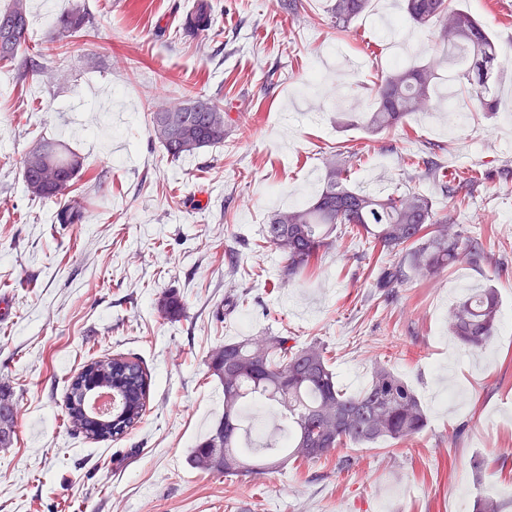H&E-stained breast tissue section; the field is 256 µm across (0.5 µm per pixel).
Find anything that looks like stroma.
<instances>
[{
  "mask_svg": "<svg viewBox=\"0 0 512 512\" xmlns=\"http://www.w3.org/2000/svg\"><path fill=\"white\" fill-rule=\"evenodd\" d=\"M194 2L28 0L29 43L51 75L22 79L0 64V386L17 410L0 448V512H471L478 496L512 500V110L483 111L438 52L439 25L405 20L400 0H371L346 31L332 27L329 0H303L295 14L279 0H213L218 34L199 40L181 32ZM76 7L95 31L65 51L53 17ZM448 7L487 26L499 93L512 92V0ZM393 42L403 66L435 63L438 106L374 134L363 118L397 62ZM198 92L229 112L230 133L170 161L150 114ZM40 139L82 158V223H57L56 204L27 194L21 159ZM339 146L357 151L351 187L411 189L440 214L450 199L409 154L476 172L456 222L483 236L488 262L412 273L386 293L378 252L346 243L289 275L261 228L312 201ZM489 285L503 324L474 354L453 340L448 313ZM168 291L180 320L158 311ZM269 333L323 342L350 394L386 364L421 400L426 428L402 444L347 447V470L333 454L258 480L192 468V447L224 414L212 353ZM112 355L142 361L149 399L135 429L95 442L64 423L67 380Z\"/></svg>",
  "mask_w": 512,
  "mask_h": 512,
  "instance_id": "1",
  "label": "stroma"
}]
</instances>
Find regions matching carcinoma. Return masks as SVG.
I'll return each instance as SVG.
<instances>
[{
	"label": "carcinoma",
	"mask_w": 512,
	"mask_h": 512,
	"mask_svg": "<svg viewBox=\"0 0 512 512\" xmlns=\"http://www.w3.org/2000/svg\"><path fill=\"white\" fill-rule=\"evenodd\" d=\"M369 0H331L330 19L336 29H346L368 7ZM410 22L427 26L441 23L440 40L448 49L460 53L466 64L462 78L476 86V96L484 111H493L485 95H496L500 73L499 52L487 28L471 13L448 11L447 0H405ZM216 25L214 6L197 0L186 17L183 33L187 37H207ZM57 38L68 46L72 40L91 36L93 21L89 13L72 9L54 19ZM27 0H9L0 9V63L21 61L20 77L41 73L45 67L28 42ZM433 73L427 67L397 65L381 76L376 87V103L367 120L375 132L391 130L415 112L428 108ZM179 120L181 132L158 126L161 108L150 113V133L168 157L178 161L205 147L224 143L228 119L224 107L214 98L194 94L185 102ZM37 154L28 150L22 160L26 192L38 200H65L59 209L60 224H80L84 218L83 197L72 194L82 169L81 158L63 145L42 140ZM327 182L310 205L274 213L263 228V239L278 250L287 262L288 275L309 269L319 253L337 239L362 237L373 244L384 260L376 287L396 288L406 277L402 266L385 256L408 250L411 267L423 278H433L462 262L477 263L484 257L483 239L462 236L455 230V210L442 220L434 219L431 198L412 190L380 196L355 192L346 185V163L336 155L326 159ZM158 309L169 320L183 316L180 297L163 294ZM500 317L498 292L494 288H475L457 301L449 312L450 334L471 350L483 348L495 335ZM229 363L233 371L223 373L220 365ZM91 370L112 369L113 385L130 387L135 395L131 411L112 415V436L119 438L133 429L144 413V388L148 375L140 362L118 356L87 362ZM209 369L224 390V417L193 448L189 464L209 474L238 476L255 474L282 465L278 457L295 461H315L348 446H371L387 438L405 442L426 425L425 410L413 389L387 366L377 363L367 387L348 395L337 386L328 365L326 348L320 343L299 345L291 336H264L257 340L227 342L221 353L210 357ZM83 391L79 376L68 381L65 413L71 426L83 417ZM253 405L278 410L285 427L284 439L262 448L252 447L242 421ZM224 428V449L234 453L243 465L236 469L212 466L214 434ZM509 505L490 498H478L473 512H505Z\"/></svg>",
	"instance_id": "cac0c4a2"
}]
</instances>
